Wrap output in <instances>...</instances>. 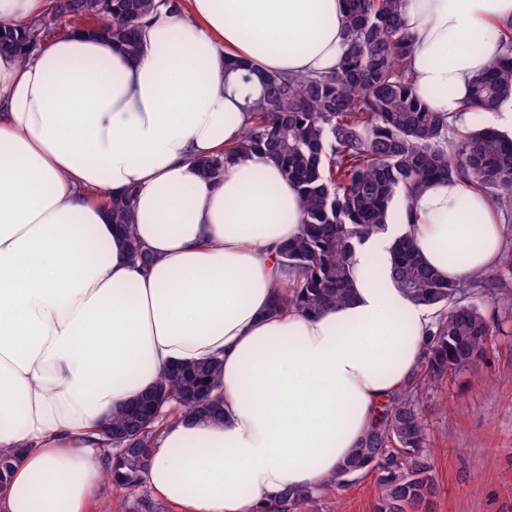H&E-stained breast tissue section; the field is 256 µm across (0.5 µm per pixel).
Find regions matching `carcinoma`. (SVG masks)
Returning <instances> with one entry per match:
<instances>
[{"instance_id": "cac0c4a2", "label": "carcinoma", "mask_w": 512, "mask_h": 512, "mask_svg": "<svg viewBox=\"0 0 512 512\" xmlns=\"http://www.w3.org/2000/svg\"><path fill=\"white\" fill-rule=\"evenodd\" d=\"M349 24L339 66L327 73L259 76L260 97L249 105L252 122L236 145L197 160L209 181L249 152L272 158L303 201L301 234L280 249L296 282L277 292L272 311L319 313L349 299L356 245L387 229L394 199L410 200L437 179L462 178L493 204H512V135L492 127L455 130L441 112L417 97L407 66L411 35L403 0H343ZM166 0H51L48 9L19 29L0 28V54L20 59L54 35L65 21L92 35H107L140 57L143 20ZM512 102V44L491 62L470 92L468 108L496 112ZM132 194L111 202L112 223L128 240L133 262L148 268L150 251L134 235ZM390 275L418 306L435 310L424 344L426 376H416L340 466L326 487L340 488L369 470L379 472L375 512H434L437 486L425 448L422 392L433 381L474 369L487 354L493 328L473 301L489 294L485 273L467 282L442 278L421 258L412 238L395 237L388 248ZM220 361L180 364L164 370L155 386L123 404L103 431L101 448L112 460L106 480L120 495L142 483L167 409L220 420L212 397ZM314 493L285 492L265 512H297Z\"/></svg>"}]
</instances>
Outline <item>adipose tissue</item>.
<instances>
[{
    "label": "adipose tissue",
    "instance_id": "ef3b65f1",
    "mask_svg": "<svg viewBox=\"0 0 512 512\" xmlns=\"http://www.w3.org/2000/svg\"><path fill=\"white\" fill-rule=\"evenodd\" d=\"M416 94L463 126L472 81L502 55L512 0H405ZM342 0H173L132 59L71 29L23 59L0 55V451L15 456L0 512H96L98 432L170 365L216 357L223 422H164L143 480L178 512H260L315 490L411 383L433 309L391 281L388 247L463 281L496 266L504 228L467 181L398 199L357 247L350 299L269 311L294 275L277 262L302 201L267 155L196 161L239 142L258 73L336 69ZM255 72L225 73V57ZM133 198L130 259L108 202Z\"/></svg>",
    "mask_w": 512,
    "mask_h": 512
}]
</instances>
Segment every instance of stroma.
<instances>
[{
    "label": "stroma",
    "mask_w": 512,
    "mask_h": 512,
    "mask_svg": "<svg viewBox=\"0 0 512 512\" xmlns=\"http://www.w3.org/2000/svg\"><path fill=\"white\" fill-rule=\"evenodd\" d=\"M480 305L494 326L486 359L424 393L434 512H512V275ZM376 490L375 474H364L301 512H372Z\"/></svg>",
    "instance_id": "stroma-1"
}]
</instances>
